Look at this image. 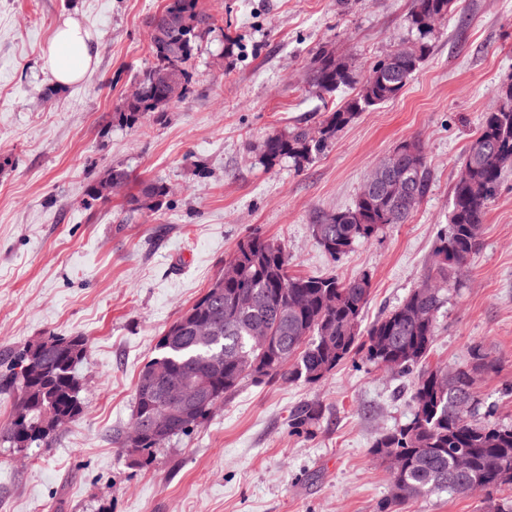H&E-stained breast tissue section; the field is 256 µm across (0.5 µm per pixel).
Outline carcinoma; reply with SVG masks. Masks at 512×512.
<instances>
[{
    "label": "carcinoma",
    "instance_id": "1",
    "mask_svg": "<svg viewBox=\"0 0 512 512\" xmlns=\"http://www.w3.org/2000/svg\"><path fill=\"white\" fill-rule=\"evenodd\" d=\"M455 2L412 0L407 15L411 38L403 42L401 55L389 64L376 61L363 78L335 50L321 47L308 67L311 88L326 94L355 85L356 94L319 121L321 139L309 138L308 128L302 126L275 130L256 147L257 162L272 168L287 159L299 169L323 154L360 113L396 97L430 53L433 32L421 24V15L436 12L446 17ZM205 17L198 0H166L161 13L149 23L156 34L148 35V41L159 64L140 81L143 94L124 100L115 113L118 123L132 126L167 106L165 85L159 78L162 71L177 73L184 93L190 92L192 45L200 35L198 22ZM496 94L501 107L487 113L466 149L463 161L467 172L453 185L448 224L436 236L421 283L369 325H362L372 288L369 274L348 280L332 275H292L288 256L276 240L258 233L240 240L232 255L237 278L221 285L213 282L158 341L154 356L138 377L133 421L145 424L157 409L158 400L145 392L146 375L157 368L207 380L210 397L197 406L194 422L187 427L176 423L161 438L148 434L138 448L128 447L126 437H120L119 445L126 449L131 464L146 463L149 455L172 437L203 424L224 397L246 380L262 384L283 379L316 385L346 360L359 358L379 368L389 355L398 374L414 373L416 380L412 419L379 434L370 449L379 460L382 448H394L404 458L400 472L391 474L390 491L378 503L377 512H400L401 507L443 490L481 496L485 512H512L511 506L499 504L497 498L512 487V476L503 478V469H512V425L476 423L471 413L460 414L457 402L461 391H470L467 382L456 391L439 390L432 382L433 372L425 366L436 338L439 312L450 289L460 286L463 268L479 248L487 206L505 171L512 167V84L501 85ZM400 149L411 150L414 159L393 173L408 179L422 200L431 186L424 148L410 138L396 145L395 150ZM166 195L165 185L145 182L129 203L134 211L154 210ZM412 214L399 201H380L361 193L353 207L319 216L312 231L316 241L338 261L356 243L377 236L386 227L406 223ZM199 322L213 326L212 337L194 335L192 326ZM259 330L269 336L265 350L255 345ZM50 340V347L41 344L24 349L0 375V392L13 391L18 400L35 402L28 415L12 422L10 435H0V447L16 451L39 448L57 433L52 426L41 428L46 419L63 414L71 423L82 413L78 367L87 356V340L82 336H52ZM27 362L47 377V384L35 391L26 390L16 372L17 366ZM462 368L465 378L470 371L494 373L497 365L482 345L474 344ZM321 418L319 404H304L291 413L288 427L309 433ZM459 448L471 454L464 473L455 465L454 451Z\"/></svg>",
    "mask_w": 512,
    "mask_h": 512
}]
</instances>
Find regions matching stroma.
Wrapping results in <instances>:
<instances>
[{
    "label": "stroma",
    "instance_id": "1",
    "mask_svg": "<svg viewBox=\"0 0 512 512\" xmlns=\"http://www.w3.org/2000/svg\"><path fill=\"white\" fill-rule=\"evenodd\" d=\"M165 0H0V362L44 337L84 336V411L47 446L0 448V512H376L390 472L370 448L412 416L409 379L341 363L317 385L244 382L212 418L130 465L117 443L140 371L163 332L202 297L240 239L278 240L293 275L372 280L366 320L397 306L447 224L459 162L495 90L512 81V0H457L428 58L392 100L359 116L303 169H264L273 130L312 127L308 62L323 45L358 73L407 36L411 0H199L213 35L197 40L183 99L132 126L113 119L155 65L147 23ZM99 36L95 70L56 89L42 52L63 16ZM424 145L431 188L408 223L333 261L318 215L353 206L402 140ZM121 191L92 199L110 169ZM168 193L130 212L140 183ZM481 344L498 370L475 384L478 416L512 424V169L488 205L463 288L438 318L429 367ZM320 402L313 434L291 412Z\"/></svg>",
    "mask_w": 512,
    "mask_h": 512
}]
</instances>
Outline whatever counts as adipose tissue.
Segmentation results:
<instances>
[{
  "label": "adipose tissue",
  "mask_w": 512,
  "mask_h": 512,
  "mask_svg": "<svg viewBox=\"0 0 512 512\" xmlns=\"http://www.w3.org/2000/svg\"><path fill=\"white\" fill-rule=\"evenodd\" d=\"M98 42L77 17H63L47 51L44 64L57 86L83 81L97 65Z\"/></svg>",
  "instance_id": "obj_1"
}]
</instances>
